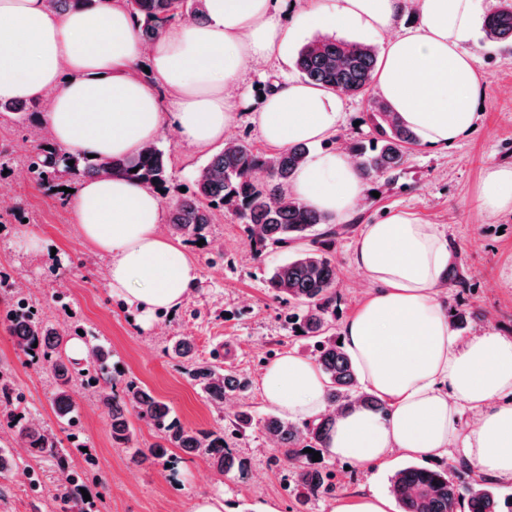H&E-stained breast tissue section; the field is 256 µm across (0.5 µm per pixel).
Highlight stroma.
I'll return each mask as SVG.
<instances>
[{"mask_svg":"<svg viewBox=\"0 0 512 512\" xmlns=\"http://www.w3.org/2000/svg\"><path fill=\"white\" fill-rule=\"evenodd\" d=\"M471 49L485 77V100L475 131L445 152L430 153L411 146L400 178L377 197H367L355 214V225L369 223L391 209H405L439 225L449 250L464 260L471 283L465 301L479 315L470 331L494 330L512 335V213L487 215L473 206L483 169L491 163L512 164V46L485 40L476 31ZM293 63L276 58L249 66L239 93L248 104L240 112L232 139L248 142L255 150L271 153L259 131L254 111L264 88L275 77H296ZM34 117L0 114V277L15 281L28 305L58 329L81 335L85 345L104 344L112 360L98 371L100 381L122 391L126 380L141 382L167 402L185 426L215 430L232 419L237 407L248 405L254 419L270 411L258 380L264 366L288 350L310 355L308 339L295 335L288 323L292 311L266 286L270 270L287 260L294 246L268 247L253 258L245 225L230 212L211 224L204 244L183 242L197 262L200 281L183 306L142 329L133 315L112 298L105 279L107 260L81 242L70 201L51 184L32 180L29 158L36 145ZM157 144L170 156L169 182L164 206H172L184 191L193 190L197 171L212 157V149H196L173 132H163ZM41 233L49 251L29 255L15 246L24 232ZM354 234L336 243L338 269L336 321H344L371 290L370 283L350 263ZM64 302H57L58 293ZM9 295L0 294V370L8 372L24 393L22 415L52 430L68 449L71 466L80 475L79 487L90 492V512H191L203 493L223 494L229 512H250L255 501L275 499L283 512H294L295 501L287 483L290 463L278 459L271 441L260 428L228 441L243 463L244 475L219 476L204 455L171 449L167 458L135 463V453L148 452L156 442L155 430L135 422L132 447L112 441L111 422L98 409L93 389L74 381L71 394L80 412V437L85 451L69 439V427L52 408L55 383L41 360L19 352L8 331ZM190 338L199 360L232 367L252 386L245 400H233L225 409L214 407L187 378L174 359L170 345ZM0 451L14 456L17 465L0 477V512H60L65 487L53 458L29 454L8 425H0ZM401 453L387 464L371 469L345 467L322 458L336 475L334 496L308 503L306 512H330L333 497L362 493L389 494L393 474L412 464Z\"/></svg>","mask_w":512,"mask_h":512,"instance_id":"obj_1","label":"stroma"}]
</instances>
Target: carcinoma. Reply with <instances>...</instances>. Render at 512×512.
<instances>
[{"label":"carcinoma","instance_id":"1","mask_svg":"<svg viewBox=\"0 0 512 512\" xmlns=\"http://www.w3.org/2000/svg\"><path fill=\"white\" fill-rule=\"evenodd\" d=\"M141 39L154 40L172 19L187 12L204 19V0H126ZM486 38L492 42L512 41V0H502L498 10L485 20ZM296 70L309 83L349 95L364 93L371 85L377 67L373 49L357 42L318 38L303 45L294 62ZM39 104L33 102H0V112L24 115L34 112ZM366 124L372 134L351 140L347 149L370 184L387 185L396 180L402 170L409 147L415 144L414 134L403 126L383 100H375L366 113ZM310 153L303 143L267 155L237 141L224 147L196 173V191L178 200L169 216L172 234L186 240L205 238L216 211L225 209L246 224L251 251L259 258L270 245L286 246L303 243L286 262L276 266L267 280L275 296L301 308L295 317L296 328L302 336L313 341L314 360L328 379V401L333 408L344 409L357 403L379 413L388 410L376 394L358 392L357 375L352 362L338 338L332 333V314L336 308L337 268L331 252L337 239L351 228L349 224H333L330 219L288 195L285 186ZM74 164H69V161ZM109 170L124 175L163 193L169 177L166 152L157 144L143 147L132 158L107 159L90 162L66 152L49 139L36 145L29 171L37 182L60 179H91ZM446 282L463 294L471 290L467 277L451 262ZM8 330L16 347L26 355H40L56 378L54 408L57 415L78 430L77 407L68 390L72 377H84L96 383L92 371L103 366L111 357L104 345L88 349L86 364L79 363L62 352L68 337L50 326L28 308L24 299L15 300ZM173 352L187 364V373L211 404L219 406L225 398L245 393L250 381L231 369H222L210 362H197L188 340L180 339ZM24 397L16 386L5 379L0 382V411L16 429L27 450L52 457L69 483L76 481L69 456L58 449L55 434L33 422L19 424L14 415ZM98 407L112 419V442L126 448L135 438L132 418L145 421L158 433L159 441L150 448V456L162 458L170 449L203 452L208 463L226 475L239 468V462L224 443V434L186 427L171 415L168 404L155 397L147 388L129 381L122 395L107 386L96 387ZM335 416L328 414L317 423L299 426L270 413L260 421L264 434L286 459L297 462L290 484L298 505L309 499L331 494L335 484L332 474L313 462H300L304 449L324 447ZM390 492L398 501L401 512H457L460 503H467L468 512H498L497 495L488 480L479 479L466 486L448 480L437 469L407 466L396 472Z\"/></svg>","mask_w":512,"mask_h":512}]
</instances>
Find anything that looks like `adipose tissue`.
Segmentation results:
<instances>
[{
	"instance_id": "ef3b65f1",
	"label": "adipose tissue",
	"mask_w": 512,
	"mask_h": 512,
	"mask_svg": "<svg viewBox=\"0 0 512 512\" xmlns=\"http://www.w3.org/2000/svg\"><path fill=\"white\" fill-rule=\"evenodd\" d=\"M279 2L204 0L203 21L167 25L146 47L123 0H86L63 14L47 0H0V102L48 101L39 121L53 142L98 161L135 156L168 127L205 148L236 125L246 67L287 58L300 31L322 28L376 48L375 92L420 149L443 152L474 131L485 87L469 45L484 0H309L286 18ZM412 6L416 25L396 33ZM143 61L146 80L135 73ZM344 117L340 93L297 79L275 81L258 110L264 142L281 150L326 140ZM290 192L344 224L368 186L350 154L329 149L307 156ZM473 202L489 215L512 212V165H488ZM72 207L80 238L108 258L110 292L141 328L188 299L198 268L162 232L157 191L104 175L84 180ZM351 264L372 289L344 321L341 345L361 389L388 411L339 414L326 455L367 468L397 450L436 458L458 450L480 473L512 482V336L457 334L440 292L445 233L391 210L363 225ZM327 385L315 362L292 351L260 379L264 401L296 423L326 411ZM466 412L475 417L467 426Z\"/></svg>"
}]
</instances>
